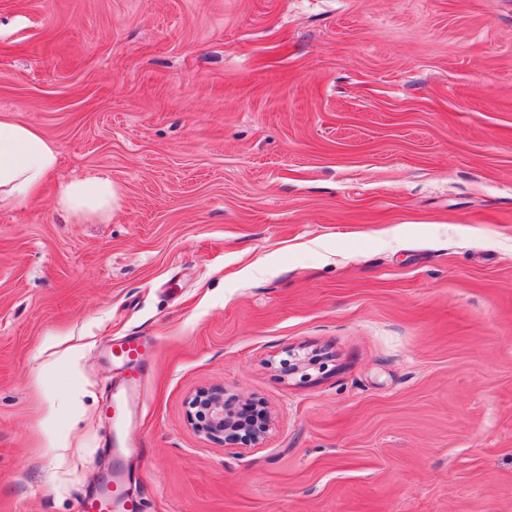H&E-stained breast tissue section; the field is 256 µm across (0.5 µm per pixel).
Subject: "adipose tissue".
I'll return each instance as SVG.
<instances>
[{"label": "adipose tissue", "mask_w": 512, "mask_h": 512, "mask_svg": "<svg viewBox=\"0 0 512 512\" xmlns=\"http://www.w3.org/2000/svg\"><path fill=\"white\" fill-rule=\"evenodd\" d=\"M59 162L55 148L36 128L0 114V202L31 203ZM119 191L110 178L90 176L60 185L56 203L73 216L111 215Z\"/></svg>", "instance_id": "ef3b65f1"}]
</instances>
